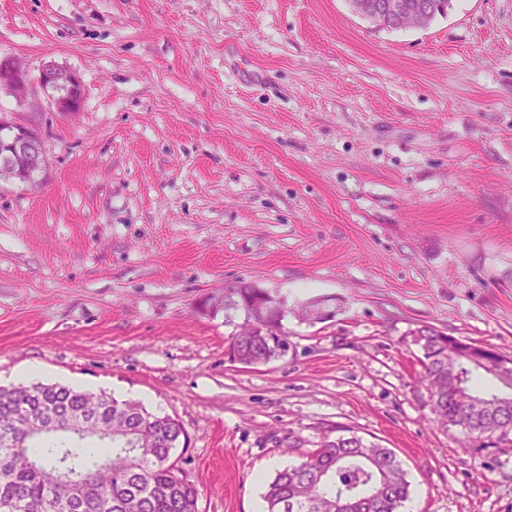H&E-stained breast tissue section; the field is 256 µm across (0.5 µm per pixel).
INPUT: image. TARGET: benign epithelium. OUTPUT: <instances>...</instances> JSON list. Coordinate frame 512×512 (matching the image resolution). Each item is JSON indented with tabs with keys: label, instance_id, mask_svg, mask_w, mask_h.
Segmentation results:
<instances>
[{
	"label": "benign epithelium",
	"instance_id": "1",
	"mask_svg": "<svg viewBox=\"0 0 512 512\" xmlns=\"http://www.w3.org/2000/svg\"><path fill=\"white\" fill-rule=\"evenodd\" d=\"M350 6L356 14L382 29L401 28L405 24L425 28L432 13L448 10L447 0H350ZM33 81L50 95L58 111L80 110L83 87L75 73L46 64L33 79L17 61L0 57V93L11 94L24 103ZM0 124L11 127L10 134L0 143V182H31L32 173H40L46 167L40 135L4 116L0 117Z\"/></svg>",
	"mask_w": 512,
	"mask_h": 512
}]
</instances>
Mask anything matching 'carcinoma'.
I'll return each mask as SVG.
<instances>
[{
    "mask_svg": "<svg viewBox=\"0 0 512 512\" xmlns=\"http://www.w3.org/2000/svg\"><path fill=\"white\" fill-rule=\"evenodd\" d=\"M224 287L209 298L235 331L230 353L247 365L283 357L288 303L263 290ZM432 327L417 331L420 382L435 421L466 439L512 440V358L478 343L462 348ZM325 436L276 471L265 512H399L409 481L394 452L353 431ZM184 436L168 415L104 390L60 383L0 387V512H199L195 484L176 474Z\"/></svg>",
    "mask_w": 512,
    "mask_h": 512,
    "instance_id": "cac0c4a2",
    "label": "carcinoma"
}]
</instances>
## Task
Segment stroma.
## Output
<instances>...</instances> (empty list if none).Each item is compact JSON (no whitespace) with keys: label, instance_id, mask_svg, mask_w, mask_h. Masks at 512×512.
<instances>
[{"label":"stroma","instance_id":"stroma-1","mask_svg":"<svg viewBox=\"0 0 512 512\" xmlns=\"http://www.w3.org/2000/svg\"><path fill=\"white\" fill-rule=\"evenodd\" d=\"M0 56L84 88L0 94L46 154L0 185V385L175 418L199 512H261L339 426L394 450L401 512H512V445L434 424L414 342L512 355V0L394 31L348 0H0ZM237 282L328 316L231 363L205 301ZM36 82L47 92L59 112H77L83 99V87L78 76L55 64L44 65Z\"/></svg>","mask_w":512,"mask_h":512}]
</instances>
